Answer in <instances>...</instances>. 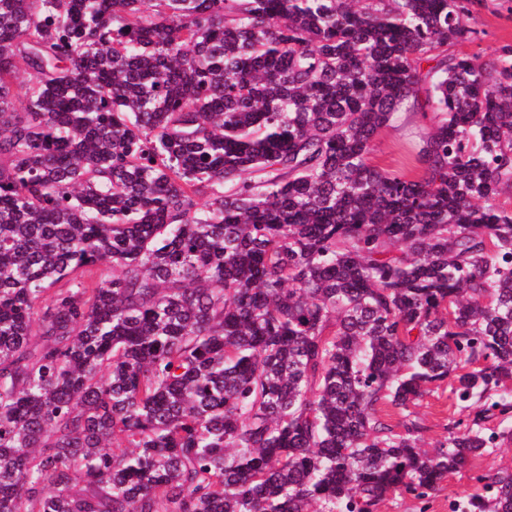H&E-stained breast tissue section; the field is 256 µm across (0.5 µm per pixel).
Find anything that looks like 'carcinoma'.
Here are the masks:
<instances>
[{
  "label": "carcinoma",
  "instance_id": "1",
  "mask_svg": "<svg viewBox=\"0 0 512 512\" xmlns=\"http://www.w3.org/2000/svg\"><path fill=\"white\" fill-rule=\"evenodd\" d=\"M475 0H0V512H375L512 378V46ZM424 174L372 164L402 105ZM464 512H512V474ZM481 6L474 4L470 27L475 33L463 43L450 47L480 62L494 56L503 46L512 45V0H487ZM476 407L464 409L452 393L450 379L439 388L426 395L417 405L411 406V419L418 420L424 427L421 433V446L432 450L448 435L447 427L459 418L474 417Z\"/></svg>",
  "mask_w": 512,
  "mask_h": 512
}]
</instances>
